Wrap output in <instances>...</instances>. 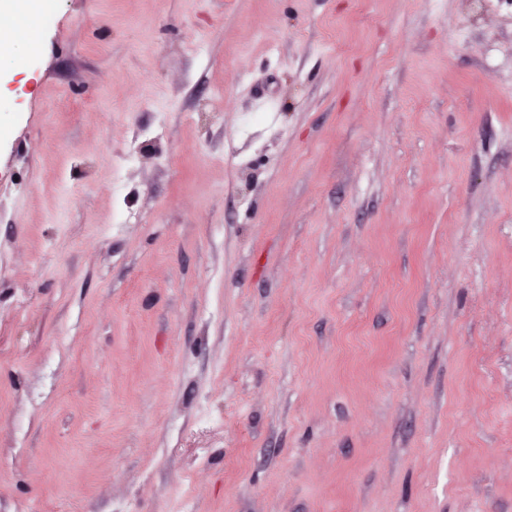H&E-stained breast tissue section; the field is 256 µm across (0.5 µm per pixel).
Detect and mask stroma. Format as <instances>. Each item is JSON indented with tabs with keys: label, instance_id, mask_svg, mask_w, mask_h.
Masks as SVG:
<instances>
[{
	"label": "stroma",
	"instance_id": "obj_1",
	"mask_svg": "<svg viewBox=\"0 0 512 512\" xmlns=\"http://www.w3.org/2000/svg\"><path fill=\"white\" fill-rule=\"evenodd\" d=\"M28 27L0 512H512V0Z\"/></svg>",
	"mask_w": 512,
	"mask_h": 512
}]
</instances>
